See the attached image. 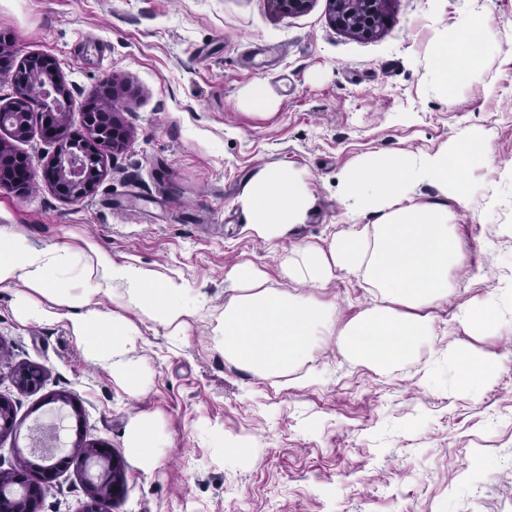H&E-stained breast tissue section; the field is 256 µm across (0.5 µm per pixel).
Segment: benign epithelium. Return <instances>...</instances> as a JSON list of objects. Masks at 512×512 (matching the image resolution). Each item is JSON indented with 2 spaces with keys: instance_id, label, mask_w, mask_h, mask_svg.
Returning a JSON list of instances; mask_svg holds the SVG:
<instances>
[{
  "instance_id": "7a95c632",
  "label": "benign epithelium",
  "mask_w": 512,
  "mask_h": 512,
  "mask_svg": "<svg viewBox=\"0 0 512 512\" xmlns=\"http://www.w3.org/2000/svg\"><path fill=\"white\" fill-rule=\"evenodd\" d=\"M274 10L293 14L308 10L312 0H270ZM331 20L342 30L370 35L382 21V6L385 0H328ZM69 90L61 78L55 79V85L47 89L35 78L23 75L18 78L16 95L10 104L0 108V128L15 131L19 124L15 118L28 112H53L63 114L60 103L69 102ZM112 123V140L96 136L87 129L91 141V151L86 159L75 165L65 154H58L44 170V178L66 198H82L91 194L97 180L87 177L92 170L99 174L104 167V158L109 150L122 148L127 136L125 130L108 118ZM92 460L99 468V478L90 479L86 484L88 501L84 512H97V502L102 492L112 498L121 495L124 487V465L121 457L109 443H99L92 448ZM67 456L39 457V461L30 463L25 470L15 471L13 482L0 486V512H37L38 505L46 489L58 475L68 468Z\"/></svg>"
}]
</instances>
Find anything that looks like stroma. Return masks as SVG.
Masks as SVG:
<instances>
[{
  "mask_svg": "<svg viewBox=\"0 0 512 512\" xmlns=\"http://www.w3.org/2000/svg\"><path fill=\"white\" fill-rule=\"evenodd\" d=\"M485 12L493 36L480 72L438 96L426 78L437 30ZM383 16L362 37L333 25L327 0L292 15L269 0H0V57L14 67L51 56L70 89L65 137L84 134L83 111L109 83L121 88L115 112L129 134L89 197L62 198L39 176L21 197L0 188V227L39 247L93 238L114 259L181 276L202 308L177 336L128 311L148 380L132 395L84 359L63 324L21 319L14 288H0V353L41 371L34 391L0 378L17 427L0 440V471L29 457L47 397L68 393L82 408L67 418L69 442L123 450L130 420L143 414L164 436L155 469L125 457L124 494L100 512H512V0H387ZM259 79L274 109H240L239 92ZM465 128L490 132L493 154L473 175L470 208L449 203L448 216L487 278L476 285L451 272L447 302L430 310L437 334L417 360L378 374L334 335L313 364L318 380L285 390L224 358L214 317L234 295L232 265L252 263L278 286L291 245L324 246L353 230L347 165L432 151ZM0 142L37 169L58 147L37 114L26 138L0 131ZM265 166L307 172L316 198L277 245L254 235L237 205ZM490 293L498 329L462 326L459 307ZM374 295L340 275L317 298L335 302L341 328ZM452 353L501 365L472 394L456 385ZM229 442L242 446L231 459ZM83 477L76 466L62 472L39 512H83Z\"/></svg>",
  "mask_w": 512,
  "mask_h": 512,
  "instance_id": "stroma-1",
  "label": "stroma"
}]
</instances>
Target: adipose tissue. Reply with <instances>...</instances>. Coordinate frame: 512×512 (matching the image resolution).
<instances>
[{
  "instance_id": "obj_1",
  "label": "adipose tissue",
  "mask_w": 512,
  "mask_h": 512,
  "mask_svg": "<svg viewBox=\"0 0 512 512\" xmlns=\"http://www.w3.org/2000/svg\"><path fill=\"white\" fill-rule=\"evenodd\" d=\"M489 40L490 18H463L435 39L428 80L447 96L461 78L478 71L482 56L472 35ZM489 132L460 131L429 152L374 154L343 174V196L363 229L335 236L327 247L292 246L280 262L283 287L266 286L253 264L233 265L226 274L236 295L218 319L214 345L225 357L260 379L293 388L315 380V371L295 376L314 362L324 337L341 334L343 349L374 371L385 372L415 358L436 334L422 309L438 306L450 293L448 273L464 256L444 206L418 202L430 185L468 207L472 173L492 156ZM308 175L292 167L256 171L238 198L249 230L268 242L287 237L314 207ZM366 278L379 294L371 306L336 327V306L303 296L326 288L336 275ZM23 285L17 295L22 317L64 324L86 360L111 371L132 392L146 379L131 353L140 330L125 315L135 310L166 329L180 330L198 309L176 276L134 261H116L90 238L79 250L37 247L18 232L0 229V287ZM117 311L103 310V302ZM160 432L150 418L131 422L125 446L144 468L155 466Z\"/></svg>"
}]
</instances>
